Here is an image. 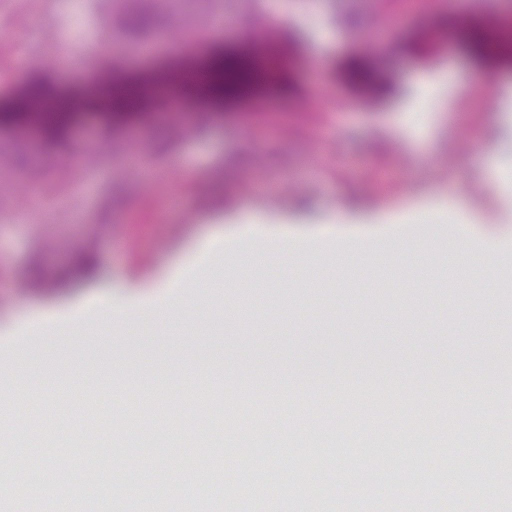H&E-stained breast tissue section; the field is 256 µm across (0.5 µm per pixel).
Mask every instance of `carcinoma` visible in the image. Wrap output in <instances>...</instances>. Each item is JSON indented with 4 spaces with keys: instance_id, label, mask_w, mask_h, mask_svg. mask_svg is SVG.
<instances>
[{
    "instance_id": "obj_1",
    "label": "carcinoma",
    "mask_w": 512,
    "mask_h": 512,
    "mask_svg": "<svg viewBox=\"0 0 512 512\" xmlns=\"http://www.w3.org/2000/svg\"><path fill=\"white\" fill-rule=\"evenodd\" d=\"M154 16L141 13L124 19L129 32H142L153 26ZM505 24L499 31L488 28L484 13L477 9L456 28V39L473 67L479 70L512 68V34ZM300 51L298 41L290 36L288 45L283 47V56L275 58L269 65L277 72L274 91L283 96H296L300 84L296 78L295 60ZM203 64L212 76V96L209 107L222 111L242 98V90L251 75V64L244 56L243 47L234 43L216 41L202 57ZM341 79L350 87L368 91L382 97L391 96L396 87L390 77L373 63L358 55L346 57L340 64ZM62 93L50 78L33 73L20 87L18 95L30 98H47ZM68 94L76 100L70 111L48 112L33 117L26 112H17L13 100H0V127L34 126L50 146L64 145L71 141L74 131L81 125L93 123L103 130L124 126L138 120L149 108V104L135 98H120L112 101L108 112H99L92 99L85 96L80 88L73 87ZM94 251L87 249L79 253L66 274L54 284L59 288L71 279L84 276L96 263ZM459 480L471 497L480 499L485 493L479 465L471 464L470 469L461 473Z\"/></svg>"
}]
</instances>
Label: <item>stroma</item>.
Returning <instances> with one entry per match:
<instances>
[{
	"instance_id": "stroma-1",
	"label": "stroma",
	"mask_w": 512,
	"mask_h": 512,
	"mask_svg": "<svg viewBox=\"0 0 512 512\" xmlns=\"http://www.w3.org/2000/svg\"><path fill=\"white\" fill-rule=\"evenodd\" d=\"M100 3L116 15L149 8L156 22L99 46L88 17ZM279 10L321 50L300 59L299 98L223 118L156 114L112 129L98 152L0 128V412L31 405L15 453L0 455L17 491L9 512H61V457L73 484L102 478L126 493L122 512H158L165 498L187 512L171 474L191 475L208 512H512V483L479 503L456 479L475 445L482 472L498 470L500 430L467 428L451 443L430 424L468 418L480 397L394 379L409 365L437 378L512 361V270L482 288L466 274L496 265L493 244L512 239V101L501 95L512 71L480 79L455 41L473 0H0V99L39 70L69 85L143 68L141 47L171 34L201 46L261 38L280 31ZM429 27L442 47L404 54ZM353 53L393 74L398 96L342 84L337 63ZM253 220L276 228L189 258L207 234ZM88 245L96 278L24 287L31 258L56 271ZM116 284L130 307L109 322L103 297ZM95 362L111 381L90 377ZM339 363L388 375L332 392H281L270 377L298 368L314 379ZM142 366L164 389L130 384ZM201 366L219 406L209 417L190 379ZM90 390L106 418L95 426L79 406ZM127 448L150 452L154 471L129 478ZM377 448L392 468L369 496L353 472ZM264 466L278 489L258 499Z\"/></svg>"
}]
</instances>
